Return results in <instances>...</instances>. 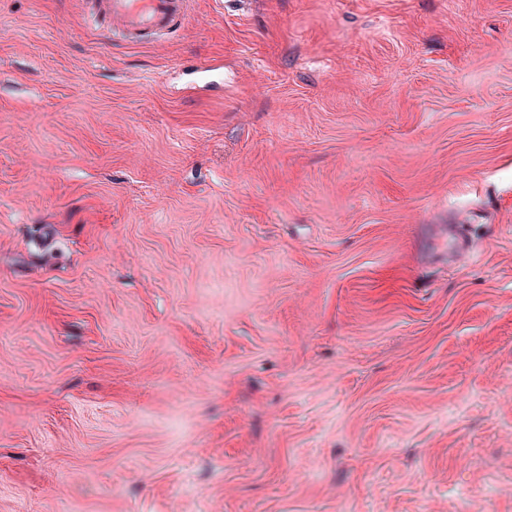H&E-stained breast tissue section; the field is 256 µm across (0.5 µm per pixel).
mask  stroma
Here are the masks:
<instances>
[{
  "label": "stroma",
  "mask_w": 512,
  "mask_h": 512,
  "mask_svg": "<svg viewBox=\"0 0 512 512\" xmlns=\"http://www.w3.org/2000/svg\"><path fill=\"white\" fill-rule=\"evenodd\" d=\"M0 512H512V0H0ZM86 12L130 43L160 41L183 28L192 0H84Z\"/></svg>",
  "instance_id": "1"
}]
</instances>
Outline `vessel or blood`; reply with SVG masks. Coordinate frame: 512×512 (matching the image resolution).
Here are the masks:
<instances>
[{
  "mask_svg": "<svg viewBox=\"0 0 512 512\" xmlns=\"http://www.w3.org/2000/svg\"><path fill=\"white\" fill-rule=\"evenodd\" d=\"M88 15L106 24L118 39L139 44L160 41L183 28L192 0H84Z\"/></svg>",
  "mask_w": 512,
  "mask_h": 512,
  "instance_id": "obj_1",
  "label": "vessel or blood"
}]
</instances>
